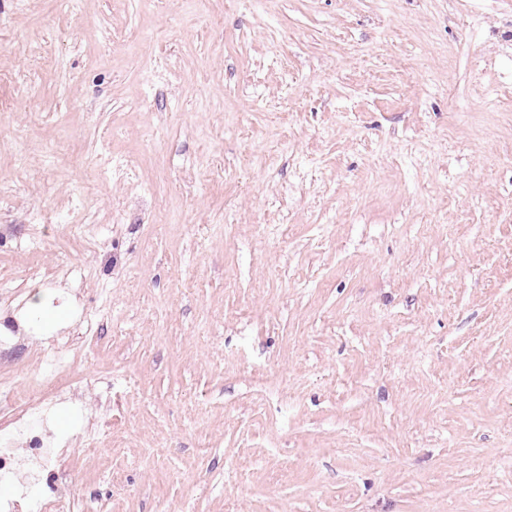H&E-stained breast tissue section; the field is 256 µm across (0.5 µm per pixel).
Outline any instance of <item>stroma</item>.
<instances>
[{"label": "stroma", "mask_w": 512, "mask_h": 512, "mask_svg": "<svg viewBox=\"0 0 512 512\" xmlns=\"http://www.w3.org/2000/svg\"><path fill=\"white\" fill-rule=\"evenodd\" d=\"M0 334V512H512V0H0ZM24 457L15 455L13 448H0V479L9 478L19 481L22 485L33 482L38 473L53 462L54 448L42 438L37 440V447L30 448Z\"/></svg>", "instance_id": "obj_1"}]
</instances>
